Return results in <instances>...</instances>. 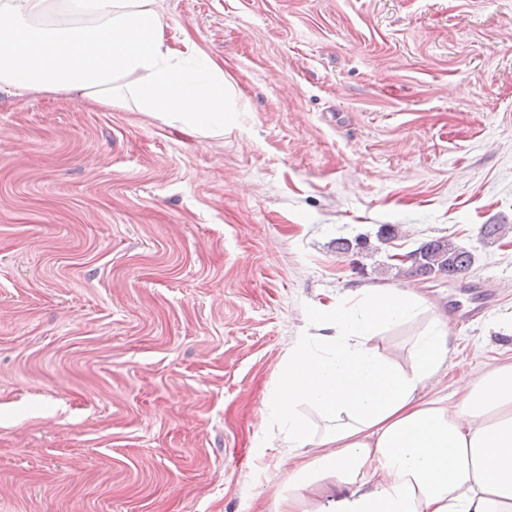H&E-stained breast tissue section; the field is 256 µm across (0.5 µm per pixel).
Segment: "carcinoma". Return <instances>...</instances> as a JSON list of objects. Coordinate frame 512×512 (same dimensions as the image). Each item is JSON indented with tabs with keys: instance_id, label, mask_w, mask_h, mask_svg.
<instances>
[{
	"instance_id": "cac0c4a2",
	"label": "carcinoma",
	"mask_w": 512,
	"mask_h": 512,
	"mask_svg": "<svg viewBox=\"0 0 512 512\" xmlns=\"http://www.w3.org/2000/svg\"><path fill=\"white\" fill-rule=\"evenodd\" d=\"M418 261L406 268L397 265V273L423 280L439 276L450 279L464 277L472 268L473 253L462 245L446 238H432L415 249Z\"/></svg>"
}]
</instances>
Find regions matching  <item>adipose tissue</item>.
<instances>
[{
	"label": "adipose tissue",
	"mask_w": 512,
	"mask_h": 512,
	"mask_svg": "<svg viewBox=\"0 0 512 512\" xmlns=\"http://www.w3.org/2000/svg\"><path fill=\"white\" fill-rule=\"evenodd\" d=\"M163 33L157 0H0V90L108 106L128 93L166 124L223 133V69L187 68ZM357 294L318 308L288 344L267 404L290 448L288 491L266 512H512V360L461 378L448 399L434 390L447 315L413 291ZM422 314L408 353L372 346Z\"/></svg>",
	"instance_id": "ef3b65f1"
}]
</instances>
